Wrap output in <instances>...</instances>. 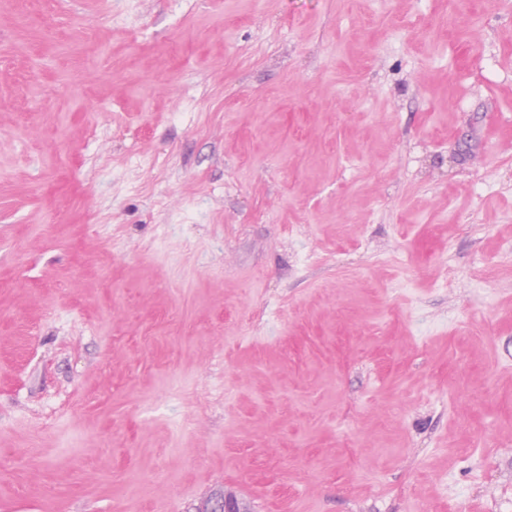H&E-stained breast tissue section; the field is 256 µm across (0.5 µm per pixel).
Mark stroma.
Listing matches in <instances>:
<instances>
[{
	"label": "stroma",
	"mask_w": 512,
	"mask_h": 512,
	"mask_svg": "<svg viewBox=\"0 0 512 512\" xmlns=\"http://www.w3.org/2000/svg\"><path fill=\"white\" fill-rule=\"evenodd\" d=\"M512 0H0V512H512Z\"/></svg>",
	"instance_id": "1"
}]
</instances>
